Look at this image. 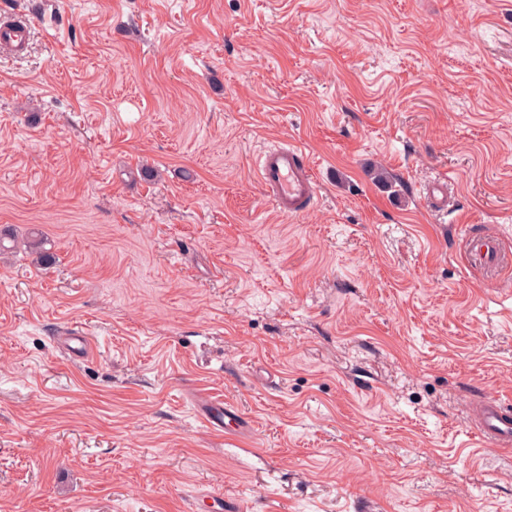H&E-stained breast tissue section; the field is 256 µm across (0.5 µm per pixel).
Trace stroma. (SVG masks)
Here are the masks:
<instances>
[{
	"mask_svg": "<svg viewBox=\"0 0 512 512\" xmlns=\"http://www.w3.org/2000/svg\"><path fill=\"white\" fill-rule=\"evenodd\" d=\"M18 15L0 512H512V448L472 422L512 402V263L454 230L512 259V0H0ZM272 139L310 155L303 215L256 178ZM467 240L472 263L476 267L499 269L507 263L505 253L496 237L490 235L478 238L468 236ZM198 402L205 421L211 427L224 431V435L234 438H243L249 435L252 430L251 422L244 415L240 414L233 406L224 402V426H222L214 417L213 410L222 406V402L217 401L207 394L200 395ZM227 420V421H226Z\"/></svg>",
	"mask_w": 512,
	"mask_h": 512,
	"instance_id": "obj_1",
	"label": "stroma"
}]
</instances>
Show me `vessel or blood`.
Wrapping results in <instances>:
<instances>
[{
	"instance_id": "obj_1",
	"label": "vessel or blood",
	"mask_w": 512,
	"mask_h": 512,
	"mask_svg": "<svg viewBox=\"0 0 512 512\" xmlns=\"http://www.w3.org/2000/svg\"><path fill=\"white\" fill-rule=\"evenodd\" d=\"M29 27L24 22H0V52L18 54L25 50ZM255 171L277 210L292 216L304 212L317 198L318 189L309 157L299 145L279 142L265 146L256 156ZM469 252L475 266L502 268L506 256L496 237L486 235L468 240ZM198 402L207 424H215L213 411L223 408L225 435L243 438L252 430L251 422L233 406H219L216 399L203 394ZM483 438L494 447L512 445V409L495 399L484 401L474 420Z\"/></svg>"
}]
</instances>
